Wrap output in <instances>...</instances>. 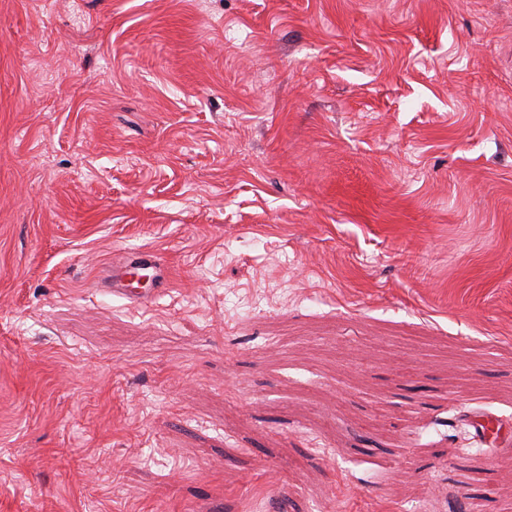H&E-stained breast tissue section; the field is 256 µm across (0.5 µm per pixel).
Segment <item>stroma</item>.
I'll return each mask as SVG.
<instances>
[{
    "instance_id": "obj_1",
    "label": "stroma",
    "mask_w": 512,
    "mask_h": 512,
    "mask_svg": "<svg viewBox=\"0 0 512 512\" xmlns=\"http://www.w3.org/2000/svg\"><path fill=\"white\" fill-rule=\"evenodd\" d=\"M484 412L512 0H0V512H499ZM152 269V284L154 288L150 292L138 291L139 286H134V276H146L141 272ZM171 280L169 268L161 260L159 255L151 249H142L134 253H126L118 260L112 262V268L108 270L101 280L103 288H109L112 295H118L132 301L146 303L153 299L158 288H167ZM137 284V283H136Z\"/></svg>"
}]
</instances>
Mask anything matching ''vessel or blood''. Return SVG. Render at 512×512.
Returning <instances> with one entry per match:
<instances>
[{
  "instance_id": "obj_1",
  "label": "vessel or blood",
  "mask_w": 512,
  "mask_h": 512,
  "mask_svg": "<svg viewBox=\"0 0 512 512\" xmlns=\"http://www.w3.org/2000/svg\"><path fill=\"white\" fill-rule=\"evenodd\" d=\"M146 270L152 271V282L155 287H168L171 280L170 271L159 255L150 249L128 253L113 261L111 269L102 278L101 285L108 288L112 294L146 303L152 300V293L139 291L134 284L135 275Z\"/></svg>"
}]
</instances>
